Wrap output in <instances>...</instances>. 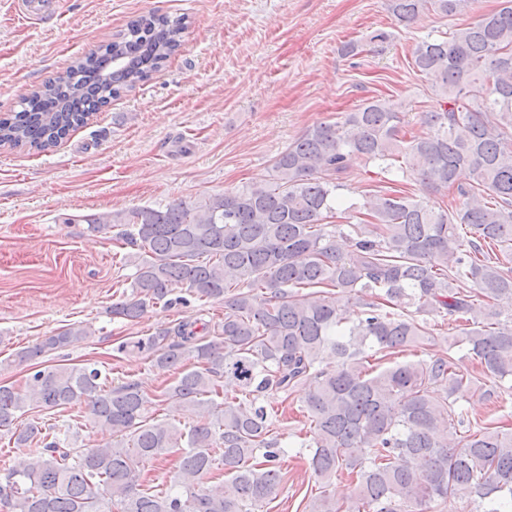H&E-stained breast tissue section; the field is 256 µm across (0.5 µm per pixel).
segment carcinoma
I'll list each match as a JSON object with an SVG mask.
<instances>
[{
  "instance_id": "1",
  "label": "carcinoma",
  "mask_w": 512,
  "mask_h": 512,
  "mask_svg": "<svg viewBox=\"0 0 512 512\" xmlns=\"http://www.w3.org/2000/svg\"><path fill=\"white\" fill-rule=\"evenodd\" d=\"M470 0H387L408 27L424 10L454 16ZM186 20L149 13L78 59L64 77L0 117V145L47 150L91 113L148 81L181 46ZM413 69L441 79L443 105L425 112L423 133L405 130L390 99L373 97L334 122H318L274 160L264 183H251L164 208L86 216L91 234H112L131 249V293L112 317L133 322L148 304H224L213 339L196 315L117 351L145 354L174 377L149 395L135 381L108 385L88 363L44 367L40 359L92 335L72 324L20 353L38 366L24 387L0 383V431L14 448L36 441L0 479V512H248L277 495L285 454L273 403L309 385L303 411L310 467L326 482L356 477L348 504L322 491L308 512H427L454 501L471 512H512V429L476 428L456 411L482 377L512 380V323L494 301H512V0L464 28L422 37ZM401 175L370 194L363 210H343L338 191L353 164ZM451 189L436 209L407 190ZM487 195L488 202L480 197ZM498 250L500 256H491ZM347 299L342 305L336 298ZM363 307L357 317L351 309ZM419 314L462 322L450 356L375 368L367 352H404L432 338ZM194 417L181 428L149 416L152 400ZM79 407L67 428L100 429L112 440L72 453L27 412ZM467 425V435L447 430ZM178 453L173 485H149L145 464ZM231 481L226 491L210 476Z\"/></svg>"
}]
</instances>
